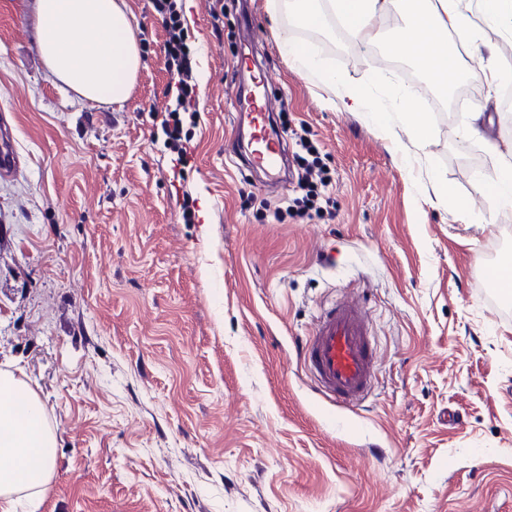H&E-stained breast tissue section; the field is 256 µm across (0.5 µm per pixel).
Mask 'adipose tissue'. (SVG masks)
<instances>
[{
    "mask_svg": "<svg viewBox=\"0 0 512 512\" xmlns=\"http://www.w3.org/2000/svg\"><path fill=\"white\" fill-rule=\"evenodd\" d=\"M395 13L403 24L385 34L380 20ZM338 18L355 42H386L390 53L414 62L441 91L464 77L497 84L494 65L463 70L461 54L500 49L484 39L485 27L512 40V0H289V26L312 27L324 15ZM36 39L42 58L56 79L83 99L121 105L127 102L141 56L136 27L126 0H36ZM280 46L297 69L315 74L331 86L351 111L375 112L373 85L325 73L292 39L279 32ZM400 134L396 146L424 149L432 129L431 115L413 109L412 92L393 96ZM13 373L0 372V512H16L20 501H38L47 491L56 465V435L46 421L40 398L25 392Z\"/></svg>",
    "mask_w": 512,
    "mask_h": 512,
    "instance_id": "ef3b65f1",
    "label": "adipose tissue"
}]
</instances>
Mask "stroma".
Listing matches in <instances>:
<instances>
[{
  "mask_svg": "<svg viewBox=\"0 0 512 512\" xmlns=\"http://www.w3.org/2000/svg\"><path fill=\"white\" fill-rule=\"evenodd\" d=\"M34 3L0 0V114L20 161L0 177V371L41 399L58 447L43 504L18 512H512V302L488 286L512 211L479 189L488 142L512 145L500 88L433 113L404 162L379 114L348 111L281 52L282 0H177L201 78L180 178L152 0H127L142 65L120 106L62 87ZM290 34L356 82L387 59L330 17ZM253 70L288 115L289 153L319 148L335 217L293 220L296 175L242 165L236 92ZM475 112L488 141L464 135ZM435 174L471 216L429 204ZM344 300L377 348L351 408L314 392L300 355Z\"/></svg>",
  "mask_w": 512,
  "mask_h": 512,
  "instance_id": "obj_1",
  "label": "stroma"
}]
</instances>
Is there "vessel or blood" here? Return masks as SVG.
<instances>
[{"label":"vessel or blood","instance_id":"obj_1","mask_svg":"<svg viewBox=\"0 0 512 512\" xmlns=\"http://www.w3.org/2000/svg\"><path fill=\"white\" fill-rule=\"evenodd\" d=\"M252 123L256 147L248 151L246 160L276 173L284 146L281 137L269 135L266 103H255ZM18 168L10 126L4 121L0 123V174L9 176ZM303 361L318 393L345 407L361 401L375 376V353L366 311L354 302H343L326 310L305 340Z\"/></svg>","mask_w":512,"mask_h":512}]
</instances>
